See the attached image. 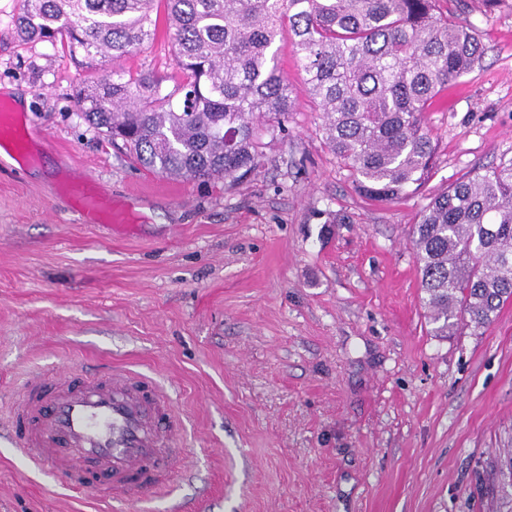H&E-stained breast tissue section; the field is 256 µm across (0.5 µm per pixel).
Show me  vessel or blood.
I'll return each instance as SVG.
<instances>
[{"mask_svg": "<svg viewBox=\"0 0 512 512\" xmlns=\"http://www.w3.org/2000/svg\"><path fill=\"white\" fill-rule=\"evenodd\" d=\"M0 151L26 163L39 150L26 114L0 100ZM61 189L84 221L123 224L127 211L103 186L69 171ZM8 419L15 452L39 471L64 475L74 490L86 486L71 459L93 465L115 497H143L179 466L184 451L173 442L182 421L168 397L147 376L126 368L101 375L66 373L48 382L33 373L12 402Z\"/></svg>", "mask_w": 512, "mask_h": 512, "instance_id": "b4317fda", "label": "vessel or blood"}]
</instances>
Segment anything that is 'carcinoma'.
I'll return each instance as SVG.
<instances>
[{"instance_id":"1","label":"carcinoma","mask_w":512,"mask_h":512,"mask_svg":"<svg viewBox=\"0 0 512 512\" xmlns=\"http://www.w3.org/2000/svg\"><path fill=\"white\" fill-rule=\"evenodd\" d=\"M441 0H23L19 36L96 73L81 117L145 169L231 185L259 164L256 121L292 111L277 39L292 37L325 141L366 196L415 194L434 155L424 114L484 54L465 8ZM165 20L177 77L105 69ZM412 238L432 333L479 330L512 301V161L432 198Z\"/></svg>"}]
</instances>
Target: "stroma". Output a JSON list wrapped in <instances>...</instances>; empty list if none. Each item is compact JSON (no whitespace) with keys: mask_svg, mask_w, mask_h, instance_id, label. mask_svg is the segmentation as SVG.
Here are the masks:
<instances>
[{"mask_svg":"<svg viewBox=\"0 0 512 512\" xmlns=\"http://www.w3.org/2000/svg\"><path fill=\"white\" fill-rule=\"evenodd\" d=\"M0 0V98H25L45 147L0 162V512H512V303L432 336L412 226L455 182L512 160V8L482 16L480 66L425 114L421 189L361 194L326 144L290 36L284 131L235 185L139 166L77 113L88 72L24 43ZM116 68L173 74L166 28ZM99 181L134 224L82 223L57 190ZM140 370L169 393L186 457L148 500L74 493L15 453L5 415L25 377Z\"/></svg>","mask_w":512,"mask_h":512,"instance_id":"stroma-1","label":"stroma"}]
</instances>
